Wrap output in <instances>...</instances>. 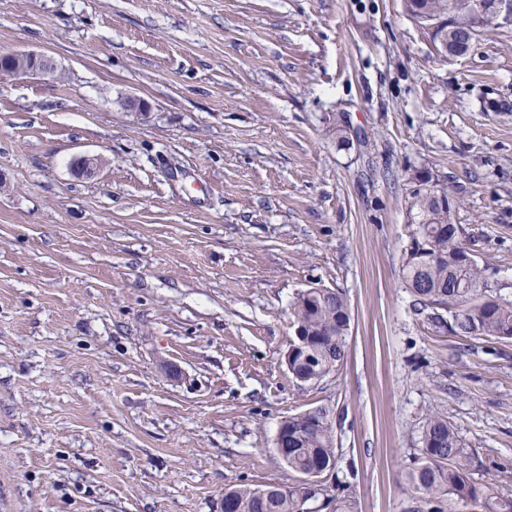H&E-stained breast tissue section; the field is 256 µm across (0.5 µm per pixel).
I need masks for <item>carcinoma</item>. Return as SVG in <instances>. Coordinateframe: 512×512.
<instances>
[{
	"label": "carcinoma",
	"mask_w": 512,
	"mask_h": 512,
	"mask_svg": "<svg viewBox=\"0 0 512 512\" xmlns=\"http://www.w3.org/2000/svg\"><path fill=\"white\" fill-rule=\"evenodd\" d=\"M453 0H417L413 17L425 21L446 15ZM441 184L412 190L408 200L409 242L405 249V280L423 308L448 309L451 319L434 315L457 336L512 340V300L482 291V270L461 241L464 229L453 222L455 203L441 205ZM295 326L307 333L306 352L293 360L294 372L305 377L327 376L345 358L351 316L345 295L330 288H309L291 305ZM423 448L408 473L416 501L411 512H448L455 504L463 512H512V493L473 476V453L442 415L432 413L423 425ZM337 461L334 427L322 428L288 416V468L333 465ZM346 487L325 484L315 499L335 503L334 512H354V502L342 495ZM237 512H298L295 493L276 486L266 497L248 485L231 488Z\"/></svg>",
	"instance_id": "1"
}]
</instances>
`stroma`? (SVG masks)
<instances>
[{
    "label": "stroma",
    "mask_w": 512,
    "mask_h": 512,
    "mask_svg": "<svg viewBox=\"0 0 512 512\" xmlns=\"http://www.w3.org/2000/svg\"><path fill=\"white\" fill-rule=\"evenodd\" d=\"M16 51L62 76L0 75V512H220L296 481L275 436L320 406L357 512H409L435 410L512 491V340L451 334L402 274L425 169L512 300V24L453 57L404 0H0ZM312 287L351 326L304 384ZM291 314L297 327L307 333L308 346L303 355L297 356L292 363L294 372L305 377L323 378L337 370L345 358L347 336L350 330L351 316L348 301L339 290L330 288H309L302 291L291 305ZM304 331L295 330L294 343L290 344L285 355L288 369L289 361L303 350ZM297 337V339H296ZM292 377L300 382L292 372Z\"/></svg>",
    "instance_id": "obj_1"
}]
</instances>
